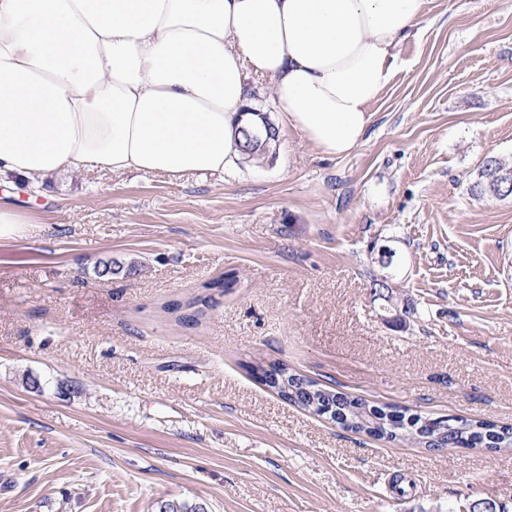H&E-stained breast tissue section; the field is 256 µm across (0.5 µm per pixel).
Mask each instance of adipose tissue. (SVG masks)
I'll use <instances>...</instances> for the list:
<instances>
[{
    "instance_id": "1",
    "label": "adipose tissue",
    "mask_w": 512,
    "mask_h": 512,
    "mask_svg": "<svg viewBox=\"0 0 512 512\" xmlns=\"http://www.w3.org/2000/svg\"><path fill=\"white\" fill-rule=\"evenodd\" d=\"M424 0H0V179L241 158L246 77L322 153L360 145Z\"/></svg>"
}]
</instances>
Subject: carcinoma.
Instances as JSON below:
<instances>
[{
    "instance_id": "1",
    "label": "carcinoma",
    "mask_w": 512,
    "mask_h": 512,
    "mask_svg": "<svg viewBox=\"0 0 512 512\" xmlns=\"http://www.w3.org/2000/svg\"><path fill=\"white\" fill-rule=\"evenodd\" d=\"M254 127L259 138L243 146L245 160L261 162L269 156L275 140L268 138L265 124L269 117L255 112ZM472 191L478 196L505 198L512 195V161L489 158L478 174ZM260 382L283 400L317 416L330 419L344 429L363 432L390 441L409 440L426 448H511L512 427L497 426L485 420H467L448 415L435 417L410 414L408 409L390 405L372 407L361 398H350L320 383L288 371V366L272 362L253 368Z\"/></svg>"
}]
</instances>
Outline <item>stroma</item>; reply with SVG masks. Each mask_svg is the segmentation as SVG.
<instances>
[{"label":"stroma","instance_id":"stroma-1","mask_svg":"<svg viewBox=\"0 0 512 512\" xmlns=\"http://www.w3.org/2000/svg\"><path fill=\"white\" fill-rule=\"evenodd\" d=\"M397 53L344 156L285 127L252 75L278 131L263 162L97 167L35 200L0 185L24 219L0 237V512H512V449L348 432L250 374L280 361L374 405L512 425V196L471 193L512 159V0H425ZM220 277L197 323L170 311Z\"/></svg>","mask_w":512,"mask_h":512}]
</instances>
